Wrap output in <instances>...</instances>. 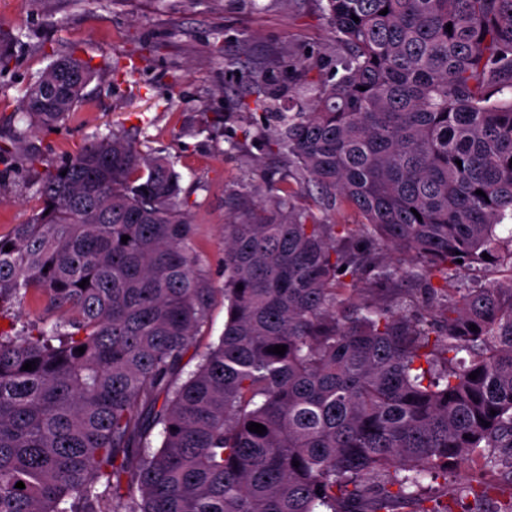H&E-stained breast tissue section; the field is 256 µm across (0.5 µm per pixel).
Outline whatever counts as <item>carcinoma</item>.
I'll return each mask as SVG.
<instances>
[{
    "label": "carcinoma",
    "mask_w": 512,
    "mask_h": 512,
    "mask_svg": "<svg viewBox=\"0 0 512 512\" xmlns=\"http://www.w3.org/2000/svg\"><path fill=\"white\" fill-rule=\"evenodd\" d=\"M317 2L333 68L224 59L246 91L213 124L248 114L244 137L292 179L224 190V288L192 246L174 162L119 131L39 173V211L0 235V312L33 298L64 317L0 329V512H453L426 488L462 455L475 475L459 496L512 482L495 452L512 450V248L496 234L512 220V0ZM276 69L327 77L272 126ZM95 76L53 61L0 162L36 170L28 136ZM311 190L321 216L297 204ZM345 207L360 223L327 220ZM399 255L420 263L421 307ZM490 263L508 283L451 287ZM218 291L224 331L200 351Z\"/></svg>",
    "instance_id": "1"
}]
</instances>
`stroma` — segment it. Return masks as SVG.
<instances>
[{"mask_svg": "<svg viewBox=\"0 0 512 512\" xmlns=\"http://www.w3.org/2000/svg\"><path fill=\"white\" fill-rule=\"evenodd\" d=\"M0 32L19 37L9 69L0 73V145L26 128L19 102L53 56L77 51L99 74L58 131L32 135L31 143L54 165L95 134L119 129L143 150L172 157L194 225V249L217 288L224 283L225 189L278 186L286 174L278 157L244 141L246 116L225 120L217 131L208 127L207 116L224 109L225 91L240 83L225 69L223 54L311 51L332 60L340 52L316 0L300 6L258 0L254 9L238 0H0ZM130 54L136 71L113 82L112 61ZM233 142L238 150H230ZM34 179V172L0 165V234L39 209ZM472 474L470 459H463L431 493L451 501L454 512H492L493 502L479 506L458 498L459 484Z\"/></svg>", "mask_w": 512, "mask_h": 512, "instance_id": "1", "label": "stroma"}]
</instances>
